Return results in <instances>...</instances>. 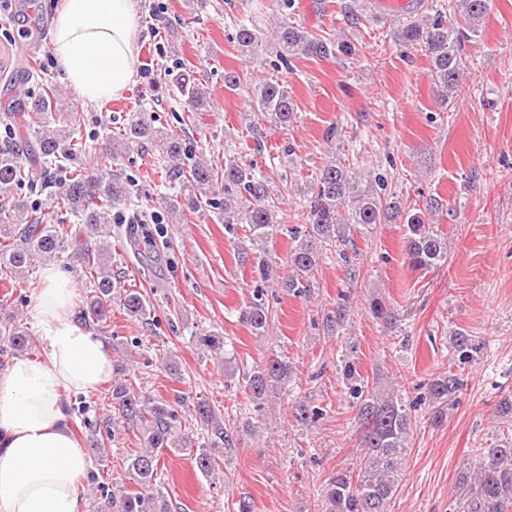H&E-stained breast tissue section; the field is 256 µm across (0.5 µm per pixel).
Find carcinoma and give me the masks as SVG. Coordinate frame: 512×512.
<instances>
[{"instance_id":"carcinoma-1","label":"carcinoma","mask_w":512,"mask_h":512,"mask_svg":"<svg viewBox=\"0 0 512 512\" xmlns=\"http://www.w3.org/2000/svg\"><path fill=\"white\" fill-rule=\"evenodd\" d=\"M281 16L273 30V45L278 61L291 65L295 59L328 57L337 52L351 53L350 44L323 35H314L292 20V0H278ZM488 11V0H458L453 16L443 8L419 18L407 17L396 22L393 36L405 45L423 46L431 58L430 77L436 86L441 106H448L464 74L466 62L461 55L463 40L478 35ZM235 39L240 51L257 56L267 47L268 36L253 23L236 24ZM196 111L210 107L211 99L202 83L180 81ZM254 114L279 125H288L294 117V100L288 86L266 79L252 88ZM3 121L12 135L34 139L33 148L23 154L8 146L0 147V273L21 275L35 262L55 261L69 251L89 273L77 318L91 327L107 321L112 300L119 301L128 317L146 322L150 306L144 294L125 289L112 277V243L99 239L102 226L109 223L112 208L128 200L127 184L121 173L88 175L82 167L86 145L73 136L57 112L56 90L44 81L43 95L35 111L7 112ZM112 162L118 163L134 147L145 144L156 153L159 167L165 171L169 186L187 192L190 209L207 206L224 212L225 229L249 225L251 243H267L278 232L282 220L267 186L274 179L288 178L286 163L262 178L238 158H228L218 170L207 162L190 161L185 142L166 129L151 124L142 111L129 113L123 128L110 136ZM40 187L49 195L53 210L44 216L39 208L28 209L19 196L27 187ZM385 184L355 171L334 155L317 174L312 186L309 227L296 239L290 251L292 274L283 287L307 288L323 249L333 246L344 261L348 253H357L355 237L365 235L376 224L398 220L405 223V259L410 268L428 271L448 259V241L444 233L425 223L421 213L393 195L384 193ZM243 323L257 336L268 331L271 321L263 292L241 312ZM0 339L12 352L29 349L28 332L16 322L0 324ZM196 342L218 354L224 351V338L217 334L196 337ZM453 359L460 363L476 360L485 347L480 336L458 331L451 337ZM131 359L112 365V410L123 423L136 430L138 447L122 454L121 472L111 486H100L99 512H171V504L161 482L163 450H177L189 444L182 434L179 409L188 397L175 401L157 399L142 391L128 378ZM292 367L278 357L263 365L242 371L244 393L252 410L260 412L273 388L290 378ZM463 385L458 374L444 372L428 383L424 400L432 420L443 418L448 405L455 401ZM358 398L356 416L363 427L362 448L356 467L336 472L322 490L325 512H387V505L401 481V465L406 457L407 438L412 427L410 407L398 390L379 388L378 382L352 387ZM194 411L205 426V435L196 448L194 462L198 470L211 476L220 471L212 450L232 447V433L250 421H226L204 400L194 403ZM473 472L460 475L455 496L456 512H512V439L494 448L476 449Z\"/></svg>"}]
</instances>
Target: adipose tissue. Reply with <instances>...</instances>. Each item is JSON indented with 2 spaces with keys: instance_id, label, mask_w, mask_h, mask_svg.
I'll return each instance as SVG.
<instances>
[{
  "instance_id": "1",
  "label": "adipose tissue",
  "mask_w": 512,
  "mask_h": 512,
  "mask_svg": "<svg viewBox=\"0 0 512 512\" xmlns=\"http://www.w3.org/2000/svg\"><path fill=\"white\" fill-rule=\"evenodd\" d=\"M136 0H64L54 20L53 54L70 89L95 103L123 96L138 70ZM75 290L47 269L33 299L44 356L15 359L0 374V512H82L81 480L90 448L69 426V399L112 377L96 332L72 315Z\"/></svg>"
}]
</instances>
